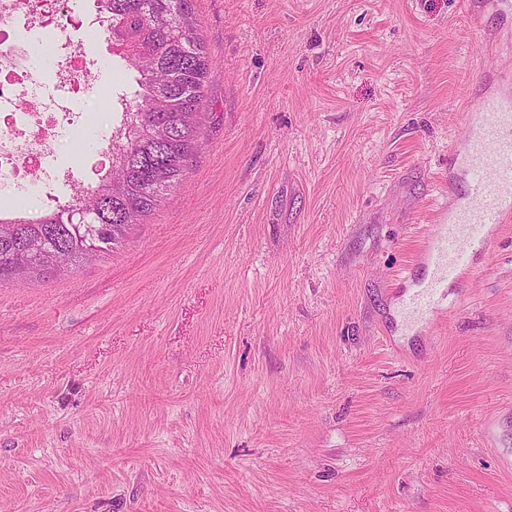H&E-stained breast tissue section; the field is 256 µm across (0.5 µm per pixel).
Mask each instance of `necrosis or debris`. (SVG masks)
<instances>
[{"instance_id": "4bbe7bcc", "label": "necrosis or debris", "mask_w": 512, "mask_h": 512, "mask_svg": "<svg viewBox=\"0 0 512 512\" xmlns=\"http://www.w3.org/2000/svg\"><path fill=\"white\" fill-rule=\"evenodd\" d=\"M51 35L56 50L51 66L36 61L17 27ZM79 0H0V218L36 216L57 204L51 191L66 170L54 159L59 133L95 124L91 113L72 108L86 90L95 56L87 38ZM54 72L57 92L45 75Z\"/></svg>"}]
</instances>
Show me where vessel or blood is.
I'll return each instance as SVG.
<instances>
[{"label": "vessel or blood", "instance_id": "vessel-or-blood-1", "mask_svg": "<svg viewBox=\"0 0 512 512\" xmlns=\"http://www.w3.org/2000/svg\"><path fill=\"white\" fill-rule=\"evenodd\" d=\"M464 121L466 134L449 152L448 169L467 191L433 216L416 254L429 277L400 302L407 320L433 328L444 317L445 289L466 287L476 260L488 254L501 225L512 222V67L482 70Z\"/></svg>", "mask_w": 512, "mask_h": 512}]
</instances>
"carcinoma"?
<instances>
[{"mask_svg": "<svg viewBox=\"0 0 512 512\" xmlns=\"http://www.w3.org/2000/svg\"><path fill=\"white\" fill-rule=\"evenodd\" d=\"M112 53L133 76L128 131H115L111 167L94 189L74 202L28 219H0V281L49 274L35 258L11 268L18 247L36 241L48 252L65 248L71 269L85 264L84 248L101 256L125 241L127 229L149 216L185 180L202 134L198 112L212 70L193 0H101ZM90 210L91 224H64L67 214Z\"/></svg>", "mask_w": 512, "mask_h": 512, "instance_id": "1", "label": "carcinoma"}]
</instances>
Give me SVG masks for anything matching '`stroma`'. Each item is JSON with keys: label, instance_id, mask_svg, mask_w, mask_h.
I'll use <instances>...</instances> for the list:
<instances>
[{"label": "stroma", "instance_id": "obj_1", "mask_svg": "<svg viewBox=\"0 0 512 512\" xmlns=\"http://www.w3.org/2000/svg\"><path fill=\"white\" fill-rule=\"evenodd\" d=\"M188 178L111 254L0 282V512H512V223L446 324L391 290L499 15L482 0H195ZM90 81L132 84L107 33ZM54 144L85 186L119 118ZM493 433H486V423Z\"/></svg>", "mask_w": 512, "mask_h": 512}]
</instances>
